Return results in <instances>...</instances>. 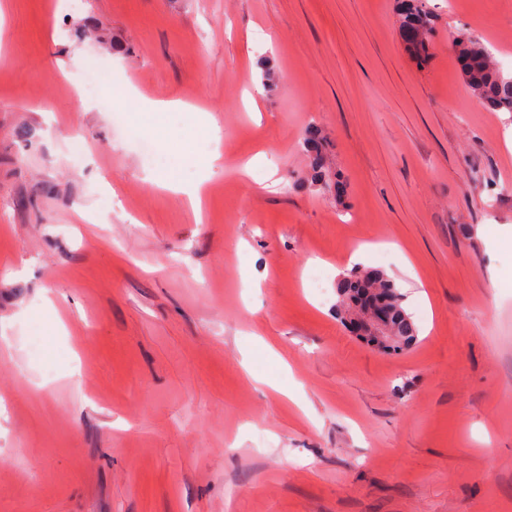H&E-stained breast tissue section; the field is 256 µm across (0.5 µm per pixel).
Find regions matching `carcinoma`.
I'll return each instance as SVG.
<instances>
[{
  "instance_id": "1",
  "label": "carcinoma",
  "mask_w": 512,
  "mask_h": 512,
  "mask_svg": "<svg viewBox=\"0 0 512 512\" xmlns=\"http://www.w3.org/2000/svg\"><path fill=\"white\" fill-rule=\"evenodd\" d=\"M400 27L402 39L412 54L420 59L431 57L434 43V28L431 15L422 0H401ZM456 52L462 79L469 92L480 105L490 112L512 113V76L504 74L490 60L488 49L470 36L458 33L448 36ZM309 154L308 180L321 186H335L336 198L343 200L347 194V183L340 175L331 176L325 168L323 143L315 128L308 130L304 141ZM341 295L336 314L348 320L352 304L358 301V293L364 288H374L378 297L387 301L392 311L391 326L394 335L400 337L399 350H404L417 341V328L403 306V295L393 281L378 270L354 269L339 279Z\"/></svg>"
}]
</instances>
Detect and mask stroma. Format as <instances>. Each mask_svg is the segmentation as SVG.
Here are the masks:
<instances>
[{
    "label": "stroma",
    "instance_id": "1",
    "mask_svg": "<svg viewBox=\"0 0 512 512\" xmlns=\"http://www.w3.org/2000/svg\"><path fill=\"white\" fill-rule=\"evenodd\" d=\"M425 7L420 66L396 0H0V512H512V114L448 43L512 75V0ZM133 92L194 111L101 106ZM359 250L410 349L337 316ZM448 40L471 95L490 112L512 113V76L494 67L489 50L470 36L458 33L449 35ZM304 146L306 152L309 154L307 176L310 183H318V185L324 186V188L334 184L337 190L336 198L340 201L343 200L347 194V183L343 181L340 174L337 172L333 178L328 174L325 168L322 138L317 129L310 128L308 130ZM204 184V179H198L192 183H185L179 178H171L164 184V187L172 190L173 192L185 194L189 198L193 208L196 211H199ZM341 295L336 314L348 321L352 313V303L358 302V293L362 288H375L380 299L386 300L392 311L391 326L394 335L400 336L399 348L402 351L417 341V328L403 306V295L393 281L386 278L378 270H362L355 268L346 276L339 279ZM344 321V322H345ZM346 323V322H345ZM347 324V323H346Z\"/></svg>",
    "mask_w": 512,
    "mask_h": 512
}]
</instances>
